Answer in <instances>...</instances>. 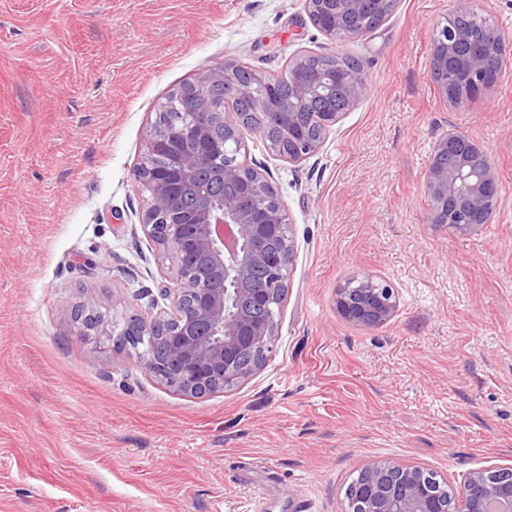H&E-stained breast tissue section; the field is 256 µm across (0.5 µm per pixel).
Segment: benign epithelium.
<instances>
[{
  "instance_id": "7a95c632",
  "label": "benign epithelium",
  "mask_w": 512,
  "mask_h": 512,
  "mask_svg": "<svg viewBox=\"0 0 512 512\" xmlns=\"http://www.w3.org/2000/svg\"><path fill=\"white\" fill-rule=\"evenodd\" d=\"M395 0H305L308 14L334 20L331 39L347 41L364 35L360 20L367 10L389 13ZM480 15L474 0H454L448 19ZM482 16V15H480ZM483 51L459 57V46L471 39L460 27H444L434 42L431 59L437 90L455 105L480 97L494 86L487 69L488 57L503 66L512 58V36L495 21L482 16ZM239 60L207 71L187 84L192 95L204 102V111L194 114L187 127H170V114L155 113L141 156L156 160L170 147L172 138L182 137L191 147L181 153L178 169L185 190L208 200L187 214L184 223L170 220L172 199L168 173L149 170L144 182L147 195L140 214L144 234L173 262L169 280L162 289L166 307L148 317H139L140 340L146 348L140 363L155 371L166 387L192 396L200 391L216 393L246 383L277 347L275 309L288 291L296 247L289 214L273 185L259 171L251 174L234 163L239 150L238 112L211 103L208 86L222 82L237 99H253L254 110L264 112L268 98L253 96V86L265 84L266 75L251 73L243 82ZM307 55L291 60L294 98L291 106L278 112L280 136L271 152L289 164H300L319 152L331 129L339 122L338 112L322 113L317 135L309 133L306 107L329 98L352 108L367 94L368 79L360 72L344 69L325 71L313 77L304 73ZM460 67L468 72L470 84L462 91L448 79ZM224 144V162L213 167L210 179H198L204 164L202 146ZM224 185V200L217 203L215 186ZM241 186L231 192L229 186ZM425 191L433 202L430 222L446 224L460 234L477 230L489 208L498 199L499 185L494 169L481 147L468 135L447 133L432 148V162L425 178ZM336 306L349 322L375 328L389 322L397 312L395 291L372 275L349 278L337 289ZM173 324L157 332L160 325ZM117 323L98 320L83 329V335L101 346L112 341ZM470 482L476 491L467 495L461 512H512V467L478 470ZM348 512H452L448 490L436 475L394 461L367 466L348 491Z\"/></svg>"
}]
</instances>
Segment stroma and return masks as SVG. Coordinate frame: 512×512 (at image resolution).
Wrapping results in <instances>:
<instances>
[{
    "label": "stroma",
    "instance_id": "35a3bbf8",
    "mask_svg": "<svg viewBox=\"0 0 512 512\" xmlns=\"http://www.w3.org/2000/svg\"><path fill=\"white\" fill-rule=\"evenodd\" d=\"M451 6L397 0L335 42L303 0H0V512H346L377 461L457 490L512 465V60L481 98L444 100L430 59ZM300 52L359 58L369 90L303 163L241 133L293 224L276 351L239 387L173 392L69 312L166 304L134 170L167 93ZM450 131L500 183L466 235L430 223L424 189ZM360 274L399 302L373 329L336 307Z\"/></svg>",
    "mask_w": 512,
    "mask_h": 512
}]
</instances>
